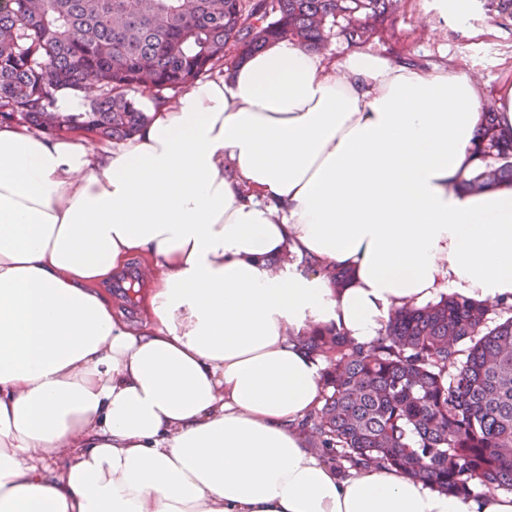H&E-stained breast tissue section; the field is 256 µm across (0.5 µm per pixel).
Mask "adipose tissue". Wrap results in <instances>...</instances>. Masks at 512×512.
Returning <instances> with one entry per match:
<instances>
[{"mask_svg": "<svg viewBox=\"0 0 512 512\" xmlns=\"http://www.w3.org/2000/svg\"><path fill=\"white\" fill-rule=\"evenodd\" d=\"M479 96L283 39L145 99L118 143L0 124V512H512L340 470L301 427L308 332L368 347L406 305L512 303V183L461 186ZM134 255L156 271L135 327L98 289Z\"/></svg>", "mask_w": 512, "mask_h": 512, "instance_id": "adipose-tissue-1", "label": "adipose tissue"}]
</instances>
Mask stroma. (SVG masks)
<instances>
[{
    "label": "stroma",
    "instance_id": "1",
    "mask_svg": "<svg viewBox=\"0 0 512 512\" xmlns=\"http://www.w3.org/2000/svg\"><path fill=\"white\" fill-rule=\"evenodd\" d=\"M465 24L441 18L434 0H404L403 8L386 19L382 33L356 46L336 33L325 50L339 61L363 52L415 62L431 68L471 76L481 89V100L494 98L504 75H512V16L499 11L495 0H468Z\"/></svg>",
    "mask_w": 512,
    "mask_h": 512
}]
</instances>
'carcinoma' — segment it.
I'll return each instance as SVG.
<instances>
[{"label": "carcinoma", "mask_w": 512, "mask_h": 512, "mask_svg": "<svg viewBox=\"0 0 512 512\" xmlns=\"http://www.w3.org/2000/svg\"><path fill=\"white\" fill-rule=\"evenodd\" d=\"M0 6V122L44 133L88 131L110 141L137 133L148 95L189 90L242 59L288 39L322 50L339 18L365 43L401 0H8ZM84 94L82 112H60L56 93ZM491 162L464 181L477 191L512 181V132L483 105ZM445 296L390 314L384 335L364 349L327 329L302 340L323 359V406L302 423L336 463L397 469L465 497L512 490V316Z\"/></svg>", "instance_id": "carcinoma-1"}]
</instances>
